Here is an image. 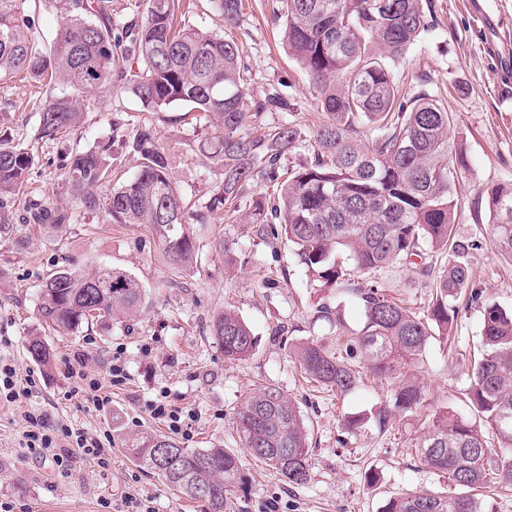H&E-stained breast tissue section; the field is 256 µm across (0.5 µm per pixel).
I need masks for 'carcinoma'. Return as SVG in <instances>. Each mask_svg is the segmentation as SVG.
Listing matches in <instances>:
<instances>
[{
  "instance_id": "1",
  "label": "carcinoma",
  "mask_w": 512,
  "mask_h": 512,
  "mask_svg": "<svg viewBox=\"0 0 512 512\" xmlns=\"http://www.w3.org/2000/svg\"><path fill=\"white\" fill-rule=\"evenodd\" d=\"M0 0V81L22 76L53 82L72 95L50 97L39 112L42 136L55 139L79 123L80 97L127 90L149 112L187 104L192 112L217 115L222 135L210 160L224 163V182L206 210H193L174 188L167 154L143 127L123 142L124 156L138 161L130 179L116 184L105 203L91 192L112 180L121 155L108 146L77 152L66 163L77 205L104 208L114 224H141L175 268L190 262L197 241L192 224L215 215L237 220L245 187L273 188L252 203L247 223L266 240L285 241L297 262L320 287L336 286L362 311L348 330L342 309L323 302L314 317L333 324L341 340L330 346L306 340L290 346L302 377L344 396L365 377L387 385L388 406L375 421L384 428L388 411L425 404L416 375L431 339L451 340L456 298L485 305L482 349L471 367L467 398L474 418L446 407L428 414L415 455L448 475L441 492L415 491L384 500L381 512H488L490 492L512 487V308L484 304L463 257L482 242L452 241L456 222L455 178L468 169L462 147L450 136L448 111L426 90L399 94L391 64L401 60L425 28L421 0H279L288 55L305 70L326 115L315 130L305 165L285 168L282 159L300 135L282 125L260 136L243 130L245 111L254 116L283 103L276 97L248 101L245 65L238 44L200 28L179 25L180 0H147L142 17L112 22V0H65L66 17L52 43L33 42L34 20ZM224 31L237 24L242 0H214ZM35 158L22 147L0 148V209L24 188ZM487 238L512 261V184L487 191ZM451 250L440 267L426 261L424 247ZM405 265L432 278V299L417 310L387 294L377 282L383 270ZM141 282L127 270L102 266L85 273L69 266L51 271L38 297L42 325L67 334L93 322L112 325L117 313L144 303ZM227 362L256 347L250 326L224 310L211 322ZM31 358L49 369L44 338L26 345ZM240 446L291 485L307 482L311 442L300 407L283 390L259 385L234 412ZM496 437L489 444L483 429ZM176 450L170 469L153 464L157 445ZM139 467L186 497L224 512L243 484L241 460L222 448H183L151 433L128 445ZM211 488L203 498L196 486Z\"/></svg>"
}]
</instances>
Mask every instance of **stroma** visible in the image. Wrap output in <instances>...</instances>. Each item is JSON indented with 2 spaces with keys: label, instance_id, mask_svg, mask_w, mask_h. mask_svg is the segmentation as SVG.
Returning a JSON list of instances; mask_svg holds the SVG:
<instances>
[{
  "label": "stroma",
  "instance_id": "obj_1",
  "mask_svg": "<svg viewBox=\"0 0 512 512\" xmlns=\"http://www.w3.org/2000/svg\"><path fill=\"white\" fill-rule=\"evenodd\" d=\"M427 25L392 74L401 92L427 89L453 119L452 135L461 137L469 169L456 183L460 242L486 236L477 220V202L488 189L512 183V76L503 67L512 60V0H421ZM276 0H243L232 31L248 67L244 93L261 100L276 94L285 107L249 119L246 132L258 134L293 123L299 147L284 164H305L311 137L324 120L308 76L291 58L282 40ZM67 87L16 80L0 84V113L14 143L29 148L37 165L12 208L0 210V356L21 373H34L37 389L25 407L0 404V502L26 505L27 512H135L129 497L152 496L158 512H207L141 470L123 447L121 436L168 433L166 423L150 416L147 405L162 400L196 419L176 439L186 448L219 446L237 452L245 480L226 512H380L387 497L412 491H440L445 475L429 469L414 454L425 430L413 412H393L385 429L368 423L355 431L343 426L348 413L384 407L386 392L365 380L337 397L308 384L292 362L288 346L317 338L331 343L337 330L313 319L316 303H335L338 289L314 288L287 246L267 243L256 227L221 220L193 225L198 249L190 266L170 267L157 241L144 227L109 223L103 210L77 206L70 195L64 165L70 154L110 142L113 134L132 135L149 127L165 149L178 191L203 204L224 181V168L201 167L198 156L217 135L220 123L202 112L178 106L156 114L144 111L128 93L91 97L81 121L67 134L48 140L38 130L39 109L47 95H67ZM58 208L70 220L55 231L34 223L27 204ZM472 276L487 302L512 306V264L491 246L470 253ZM91 269L124 268L146 288L143 307L109 329L85 326L78 333L45 339L53 354L51 369L39 366L26 350L28 336L41 332L36 305L42 283L61 265ZM390 295L426 309L432 290L415 270L396 267L379 276ZM234 309L257 338L252 354L226 362L211 334L213 316ZM483 310L461 307L452 345L433 339L418 372L430 408L470 409L463 395L468 368L481 344ZM88 355L91 370L107 377L111 363H122L123 384L110 387L111 402L97 409L70 396L66 364L74 353ZM279 387L301 407L312 439L310 478L292 487L240 448L233 413L253 385ZM44 414L51 424L109 437L112 464L102 469L75 460L63 474L22 444L25 410ZM379 477L369 485L367 472Z\"/></svg>",
  "mask_w": 512,
  "mask_h": 512
}]
</instances>
